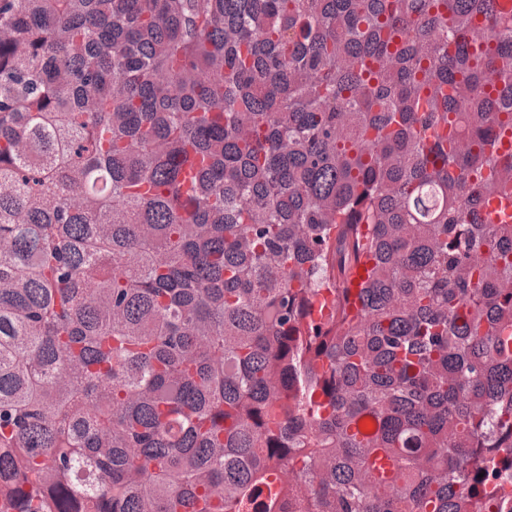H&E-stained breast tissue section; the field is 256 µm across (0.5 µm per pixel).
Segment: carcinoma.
Returning <instances> with one entry per match:
<instances>
[{
    "label": "carcinoma",
    "mask_w": 512,
    "mask_h": 512,
    "mask_svg": "<svg viewBox=\"0 0 512 512\" xmlns=\"http://www.w3.org/2000/svg\"><path fill=\"white\" fill-rule=\"evenodd\" d=\"M511 484L512 0H0V512Z\"/></svg>",
    "instance_id": "1"
}]
</instances>
